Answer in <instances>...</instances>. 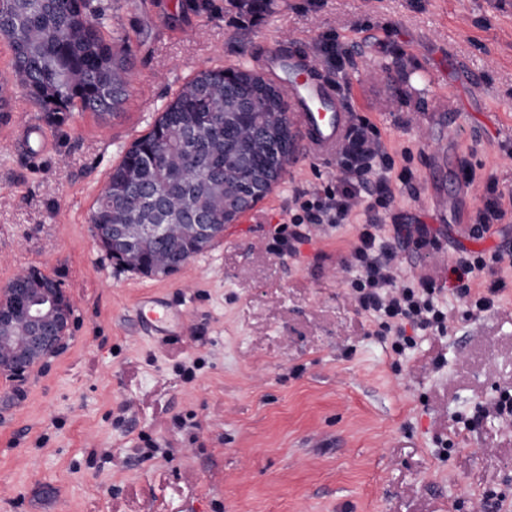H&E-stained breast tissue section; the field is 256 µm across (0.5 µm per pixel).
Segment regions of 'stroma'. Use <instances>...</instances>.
<instances>
[{"label":"stroma","instance_id":"obj_1","mask_svg":"<svg viewBox=\"0 0 512 512\" xmlns=\"http://www.w3.org/2000/svg\"><path fill=\"white\" fill-rule=\"evenodd\" d=\"M134 66L120 112L39 111L0 42V286L34 267L73 304L59 350L23 377L0 372V512H484L512 505V269L498 306L455 288L459 248L512 252V222L470 230L494 178L512 194V11L496 0H100ZM336 36L342 66L319 43ZM310 54L369 120L395 170L394 203L347 223L277 238L297 192L334 183L341 155H296L279 185L223 240L168 277L113 264L90 231L93 204L124 151L198 72L250 69L274 45ZM392 82H385V75ZM51 141L35 156L20 122ZM476 178L461 197L459 166ZM448 202L431 221L427 180ZM401 240L398 281L431 280L447 330L413 332L403 353L363 311L348 261L360 224ZM187 310L173 338L139 332L140 298Z\"/></svg>","mask_w":512,"mask_h":512}]
</instances>
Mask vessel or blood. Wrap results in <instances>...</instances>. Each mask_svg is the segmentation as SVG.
I'll return each instance as SVG.
<instances>
[{
  "label": "vessel or blood",
  "mask_w": 512,
  "mask_h": 512,
  "mask_svg": "<svg viewBox=\"0 0 512 512\" xmlns=\"http://www.w3.org/2000/svg\"><path fill=\"white\" fill-rule=\"evenodd\" d=\"M260 70L285 90L288 118L301 133L306 154L313 158L332 154L345 137L353 112L338 82L312 57L286 54L276 48L270 50ZM15 138L29 143L36 155L47 145L46 133L31 122L19 125ZM137 314L147 326L166 336L182 335L186 328L185 312L155 297L140 300Z\"/></svg>",
  "instance_id": "1"
}]
</instances>
